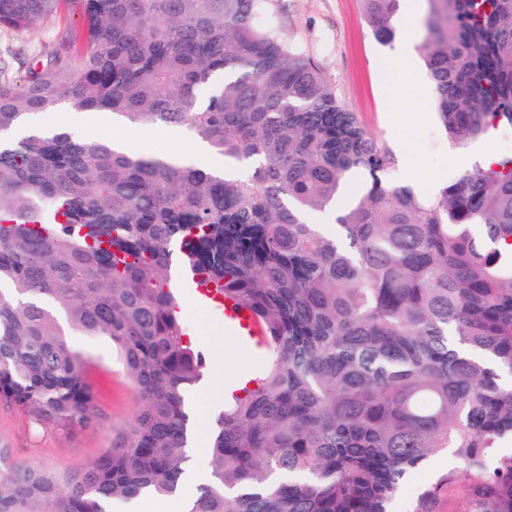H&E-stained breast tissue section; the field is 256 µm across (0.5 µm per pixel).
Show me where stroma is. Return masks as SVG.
<instances>
[{
    "label": "stroma",
    "mask_w": 512,
    "mask_h": 512,
    "mask_svg": "<svg viewBox=\"0 0 512 512\" xmlns=\"http://www.w3.org/2000/svg\"><path fill=\"white\" fill-rule=\"evenodd\" d=\"M78 16L71 10L43 19L21 35L0 33V66L17 76L18 60L44 55L60 48ZM270 25L296 44L321 69L337 98L380 143L396 152L407 144L409 155L397 154L389 174L392 183L430 195L442 179L456 181L478 163L472 143L447 136L437 116L436 90L424 74L422 57L414 65L422 75L414 88L401 64L392 59V46L378 43L362 16L361 0H281L267 17ZM181 316L197 346L217 355L224 363L220 372H206L192 393L195 446L207 456L214 417L211 393L223 390L253 360L235 347L224 331V321L205 305L182 306ZM68 341L91 360L89 379L97 394L96 419L90 426L73 430L43 429L21 408L0 404V446L15 458L36 462L57 471L72 470L96 460L112 445L113 437L135 417L139 399L111 340L69 331ZM448 455L439 452L408 480L392 512H408L409 503L427 485L448 471Z\"/></svg>",
    "instance_id": "obj_1"
}]
</instances>
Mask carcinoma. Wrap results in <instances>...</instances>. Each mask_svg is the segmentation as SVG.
<instances>
[{"instance_id": "obj_1", "label": "carcinoma", "mask_w": 512, "mask_h": 512, "mask_svg": "<svg viewBox=\"0 0 512 512\" xmlns=\"http://www.w3.org/2000/svg\"><path fill=\"white\" fill-rule=\"evenodd\" d=\"M280 0H0V32L65 7L67 48L0 79V403L88 426L90 361L57 313L120 352L140 407L67 472L0 448V512H112L170 496L188 461L204 356L173 291L182 270L246 305L262 386L215 420L191 512H391L439 451L456 465L410 512H512V158L431 195L387 180L393 154L319 67L262 18ZM392 42L398 0H361ZM422 50L457 141L512 126V0H428ZM65 103L134 131L179 125L234 177L66 133L13 137ZM335 208L327 235L307 215Z\"/></svg>"}]
</instances>
